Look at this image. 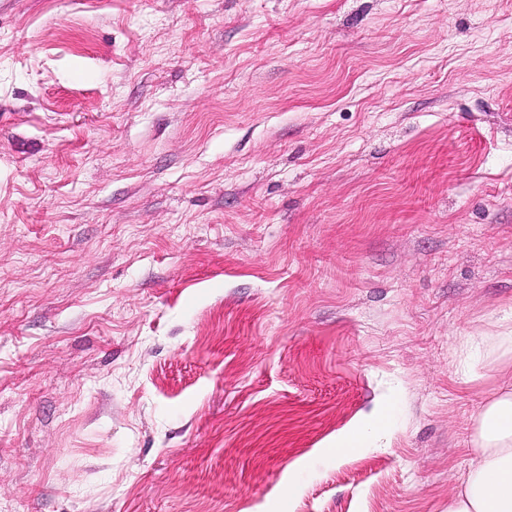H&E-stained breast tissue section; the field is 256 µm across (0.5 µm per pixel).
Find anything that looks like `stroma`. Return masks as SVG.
Wrapping results in <instances>:
<instances>
[{"mask_svg":"<svg viewBox=\"0 0 512 512\" xmlns=\"http://www.w3.org/2000/svg\"><path fill=\"white\" fill-rule=\"evenodd\" d=\"M506 313L512 0H0V512H448ZM458 357L460 370L468 379L477 376L478 365L489 361L509 366L512 361V315L505 314L477 336H470L460 346Z\"/></svg>","mask_w":512,"mask_h":512,"instance_id":"obj_1","label":"stroma"}]
</instances>
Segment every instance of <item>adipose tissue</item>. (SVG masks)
<instances>
[{"instance_id":"1","label":"adipose tissue","mask_w":512,"mask_h":512,"mask_svg":"<svg viewBox=\"0 0 512 512\" xmlns=\"http://www.w3.org/2000/svg\"><path fill=\"white\" fill-rule=\"evenodd\" d=\"M462 374L475 378L479 365L512 364V315L490 323L459 348ZM470 463L448 512H512V387L490 395L472 418Z\"/></svg>"}]
</instances>
